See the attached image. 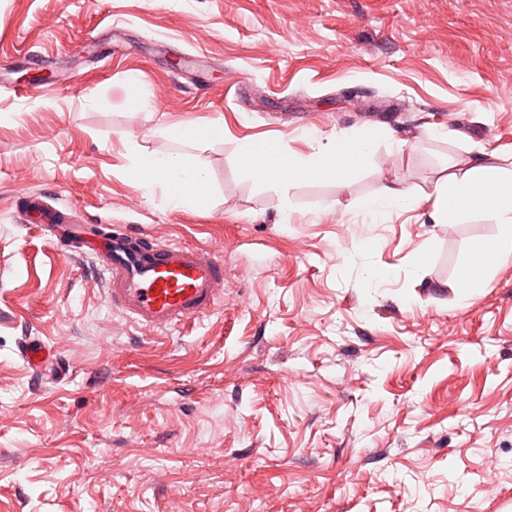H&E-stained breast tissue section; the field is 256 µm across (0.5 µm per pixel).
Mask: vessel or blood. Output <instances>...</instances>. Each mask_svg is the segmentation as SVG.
Instances as JSON below:
<instances>
[{
  "mask_svg": "<svg viewBox=\"0 0 512 512\" xmlns=\"http://www.w3.org/2000/svg\"><path fill=\"white\" fill-rule=\"evenodd\" d=\"M43 213L41 232L63 245L79 240L75 253L91 256L106 277L104 303L149 331L202 318L224 302V260L217 251L179 243H159L133 229L98 236L83 224H60L54 211L34 201ZM19 356L37 377L64 373L65 361L38 337H27Z\"/></svg>",
  "mask_w": 512,
  "mask_h": 512,
  "instance_id": "b4317fda",
  "label": "vessel or blood"
}]
</instances>
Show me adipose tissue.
<instances>
[{
	"mask_svg": "<svg viewBox=\"0 0 512 512\" xmlns=\"http://www.w3.org/2000/svg\"><path fill=\"white\" fill-rule=\"evenodd\" d=\"M167 133L180 138L187 152L141 155L129 151L130 182L145 194H161L165 205L173 209L207 205L211 195L207 175L190 149L223 135V125L171 127ZM380 136L377 130L353 132L326 142L312 136L304 154L277 142L260 145L245 139L238 145L237 162L261 186L291 189L315 181L347 183L374 153ZM423 203L428 204L429 217L436 224H460L483 215L497 225L490 241L475 244L471 260L460 272L467 288L483 287L498 260L512 254V154L481 149L449 161L447 174L438 177L428 192L391 180L358 203L355 218L360 224H384L398 212Z\"/></svg>",
	"mask_w": 512,
	"mask_h": 512,
	"instance_id": "ef3b65f1",
	"label": "adipose tissue"
}]
</instances>
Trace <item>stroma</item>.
Wrapping results in <instances>:
<instances>
[{
  "mask_svg": "<svg viewBox=\"0 0 512 512\" xmlns=\"http://www.w3.org/2000/svg\"><path fill=\"white\" fill-rule=\"evenodd\" d=\"M216 119L207 207L127 180V142L177 152L165 128ZM362 128L389 138L349 184L291 189L288 219L237 164L244 138ZM481 148L512 150V0H0V512H512V256L459 298L496 224L352 209ZM34 198L221 251L223 306L140 328ZM30 334L70 365L40 389Z\"/></svg>",
  "mask_w": 512,
  "mask_h": 512,
  "instance_id": "35a3bbf8",
  "label": "stroma"
}]
</instances>
